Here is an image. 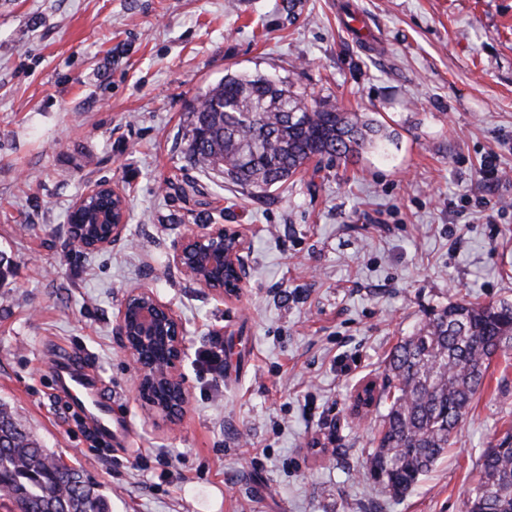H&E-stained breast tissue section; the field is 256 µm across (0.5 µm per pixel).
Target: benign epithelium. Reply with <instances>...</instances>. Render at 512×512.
Wrapping results in <instances>:
<instances>
[{
    "mask_svg": "<svg viewBox=\"0 0 512 512\" xmlns=\"http://www.w3.org/2000/svg\"><path fill=\"white\" fill-rule=\"evenodd\" d=\"M112 198L123 194L109 182H95L76 199L69 214L80 212L101 189ZM97 231L89 235L87 250L98 252L119 240L127 226V213L93 215ZM246 235L239 228L200 224L174 245L172 263L184 270L219 299L238 296L243 288ZM117 333L132 362L137 389L145 401L174 420L183 414L189 394L178 369L186 349V330L173 307L147 286L131 289L117 313Z\"/></svg>",
    "mask_w": 512,
    "mask_h": 512,
    "instance_id": "1",
    "label": "benign epithelium"
}]
</instances>
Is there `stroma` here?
<instances>
[{
	"label": "stroma",
	"instance_id": "stroma-1",
	"mask_svg": "<svg viewBox=\"0 0 512 512\" xmlns=\"http://www.w3.org/2000/svg\"><path fill=\"white\" fill-rule=\"evenodd\" d=\"M286 5L0 0V404L112 512H468L483 452L512 435V350L402 498L368 474L381 410L352 403L433 312L512 301V0ZM229 73L290 82L387 137L251 197L182 158L189 109ZM97 180L128 223L85 253L65 215ZM199 224L245 228L238 299L170 263ZM141 285L186 329L174 422L140 396L116 333ZM63 359L111 397L116 434L58 386Z\"/></svg>",
	"mask_w": 512,
	"mask_h": 512
}]
</instances>
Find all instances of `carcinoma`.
Wrapping results in <instances>:
<instances>
[{
  "instance_id": "1",
  "label": "carcinoma",
  "mask_w": 512,
  "mask_h": 512,
  "mask_svg": "<svg viewBox=\"0 0 512 512\" xmlns=\"http://www.w3.org/2000/svg\"><path fill=\"white\" fill-rule=\"evenodd\" d=\"M380 127L335 103L263 75H225L187 117L186 165L216 171L264 197L310 160L346 161L373 144ZM512 349V301L450 302L388 355L387 384L353 400L359 413L384 403L368 471L394 497L411 491L448 449L481 389L491 360ZM0 486L15 512H110L83 474L47 452L0 406ZM470 512H512V448L485 451Z\"/></svg>"
}]
</instances>
